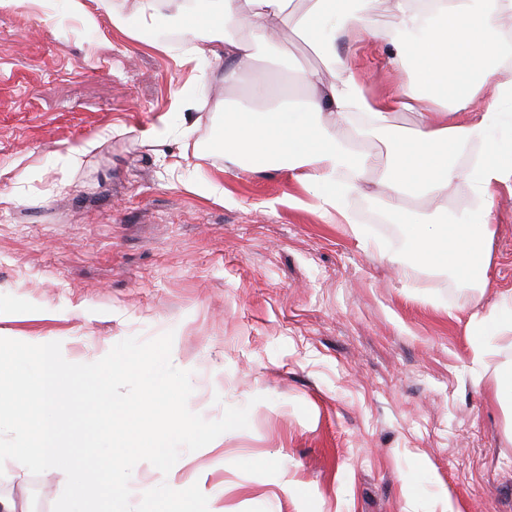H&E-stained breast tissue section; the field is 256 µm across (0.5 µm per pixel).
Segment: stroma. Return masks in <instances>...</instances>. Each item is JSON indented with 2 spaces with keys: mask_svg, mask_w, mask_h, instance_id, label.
<instances>
[{
  "mask_svg": "<svg viewBox=\"0 0 512 512\" xmlns=\"http://www.w3.org/2000/svg\"><path fill=\"white\" fill-rule=\"evenodd\" d=\"M0 8V336L60 342L91 363L172 332L205 419L249 426L139 462L131 489L198 484L208 512H512V441L491 380L512 333L475 363L466 324L512 291V200L500 196L485 295L406 279L287 172L225 167V104L321 60L277 20L254 74L179 66L114 28L96 0ZM385 96L408 80L363 35L339 48ZM98 146L79 166L70 150ZM223 188L225 201L201 188ZM63 471L0 466V491L52 512Z\"/></svg>",
  "mask_w": 512,
  "mask_h": 512,
  "instance_id": "obj_1",
  "label": "stroma"
}]
</instances>
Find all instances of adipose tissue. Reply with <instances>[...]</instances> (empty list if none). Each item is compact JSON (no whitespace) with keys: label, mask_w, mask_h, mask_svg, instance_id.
Masks as SVG:
<instances>
[{"label":"adipose tissue","mask_w":512,"mask_h":512,"mask_svg":"<svg viewBox=\"0 0 512 512\" xmlns=\"http://www.w3.org/2000/svg\"><path fill=\"white\" fill-rule=\"evenodd\" d=\"M196 2L192 11L168 13L163 0H139L132 27L115 0H97L136 39L163 28L192 36L184 63L222 65L228 86L253 71L259 47L273 38V20L293 22L323 67L296 72L309 90L302 105L268 85L257 94L259 106L225 110L216 137L225 165L288 171L315 188L322 218L351 225L360 244H373L405 277L430 270L451 274L463 288L489 287L498 194L512 193V40L501 26L512 17V0H395V19L383 27L374 21L379 0H310L301 13L294 0ZM364 34L386 47L390 65L406 70L399 92L369 97L339 55L341 38ZM397 112L410 114L411 132L393 124ZM374 140L386 154L366 150ZM372 174L386 212L405 228L401 247L374 238L358 218L355 200ZM456 183L468 187L471 203L437 222ZM467 332L477 355L495 353L498 336L512 332V294L472 314Z\"/></svg>","instance_id":"1"}]
</instances>
